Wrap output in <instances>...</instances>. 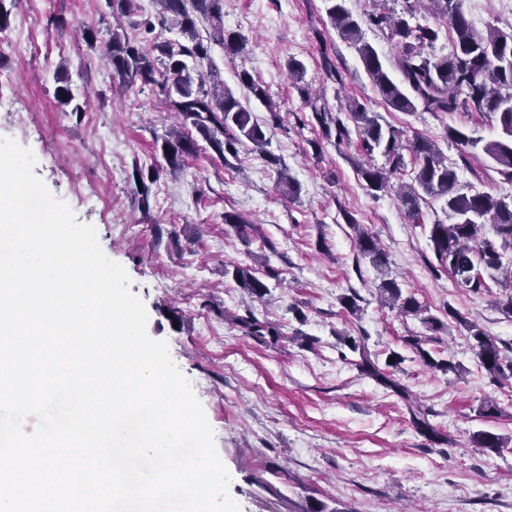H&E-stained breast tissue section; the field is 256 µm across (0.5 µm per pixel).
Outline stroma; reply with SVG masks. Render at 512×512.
I'll return each instance as SVG.
<instances>
[{
  "label": "stroma",
  "instance_id": "stroma-1",
  "mask_svg": "<svg viewBox=\"0 0 512 512\" xmlns=\"http://www.w3.org/2000/svg\"><path fill=\"white\" fill-rule=\"evenodd\" d=\"M461 7L478 29L512 28V0H461ZM326 8L325 0H224L225 29L249 44L238 56L213 47L212 68L267 123L277 165L245 148L223 160L155 86L120 96L111 69L81 36L88 28L99 46L108 41L106 0L11 5L0 30V136L33 150L35 175L78 221L96 227L105 254L126 268L150 337L167 343L203 406L241 512H512V381L491 382L453 320L436 334L422 322L454 307L511 360L512 316L500 308L506 294L493 281L474 293L434 273L428 235L443 216L440 202L422 204L420 219L409 220L395 190L373 192L358 179V134L324 140L314 110L336 113L357 99L405 138L436 142L462 183L512 195V182L482 151L460 158L446 136L451 127L473 128L490 141L499 122L476 112L392 110ZM292 58L306 67L310 96L288 76ZM62 67L80 112L55 97ZM243 70L277 104L278 119L240 86ZM178 122L197 150L174 174L162 144ZM284 169L296 194L277 185ZM228 212L249 222L247 236L225 224ZM347 212L377 239L389 277L415 297L422 316L379 303L378 273L358 257ZM235 264L264 279L263 299L250 300L225 275ZM351 290L360 297L354 315L340 303ZM249 316L276 324L278 335H248L241 321ZM345 335L367 337L379 360L402 355L396 378L447 443L416 432L405 401L361 375ZM406 336L453 370L426 367ZM487 401L496 415L480 414ZM481 430L504 437V447H475L470 438Z\"/></svg>",
  "mask_w": 512,
  "mask_h": 512
}]
</instances>
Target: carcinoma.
I'll return each instance as SVG.
<instances>
[{
	"mask_svg": "<svg viewBox=\"0 0 512 512\" xmlns=\"http://www.w3.org/2000/svg\"><path fill=\"white\" fill-rule=\"evenodd\" d=\"M429 11L435 17L448 21L452 33V50L442 56H428L423 47L433 46L438 30L416 19L412 10L393 17L373 12L366 21L379 28H388L391 38L401 46L395 67L400 79H394L384 67L378 53L362 39L361 21L344 6V0H327V14L339 37L356 46L361 62L381 99L398 112H478L496 115L501 127L499 138L483 141L474 133L450 128L448 138L464 156L469 149L481 148L494 163L497 172L512 181V29L503 31L489 26L477 29L469 21L459 0H428ZM112 17L119 20L138 11L136 0H107ZM159 6L155 17L140 22L149 35L145 48L128 38L125 32L112 31L105 44L103 57L112 66L121 85L130 90L136 84L155 85L169 101L171 108L184 120H192L197 131L211 148L225 158L236 157L239 148L249 146L259 155H266L267 128L260 123L250 106L237 98L215 79V74L204 75L203 67L210 64V43H215L229 55H239L245 48V39L235 31L224 30V0H153ZM202 16L212 26L210 42L205 44L197 34L196 17ZM177 30L184 42L173 44L165 33ZM240 84L246 87L277 119L276 105L262 86L246 70L238 74ZM350 119L360 138L361 150L366 156L379 150L388 167L379 169L359 164L356 168L367 189L386 191L393 187L392 179L406 166L404 153H409L414 170L411 182L399 185L397 196L406 214L420 219V203L429 196L441 202V208L450 222L437 220L429 230V240L438 268L452 274L464 288L478 292L486 287L485 277L511 294L501 310L512 314V273L501 267V254L512 249V196H498L488 192L473 193L461 183L456 168L448 164L436 143L416 138L405 143L401 133L382 126L377 115L354 100L347 104ZM317 122L326 136L336 133V140L349 137V129L339 117L326 111L315 112ZM163 153L169 157L170 170L182 169L185 157L193 154V144L182 130L175 129L163 143ZM345 221L355 233L358 255L377 267L386 265V254L376 240L358 224L351 214ZM491 226L495 238L484 236L485 226ZM224 275L232 278L251 298L262 299L268 287L256 277L251 268L234 265L224 267ZM378 299L384 306L398 308L404 315H418L421 306L412 296L403 295L400 284L393 278L383 280L377 288ZM448 317L463 325L469 335L471 348L481 366L495 383L512 378V362L503 363L496 340L486 334L475 322L459 311L448 309ZM255 336H278V328L256 319L243 321ZM340 340L359 355L357 366L361 373L379 385L392 390L406 401L409 391L379 367L367 344V337L342 336ZM424 365L444 372L454 370L447 360H436L422 347L416 337L405 339ZM411 421L421 434L439 436L430 425L427 415L419 409H410ZM471 440L479 448L496 452L504 439L489 431H478Z\"/></svg>",
	"mask_w": 512,
	"mask_h": 512,
	"instance_id": "1",
	"label": "carcinoma"
}]
</instances>
